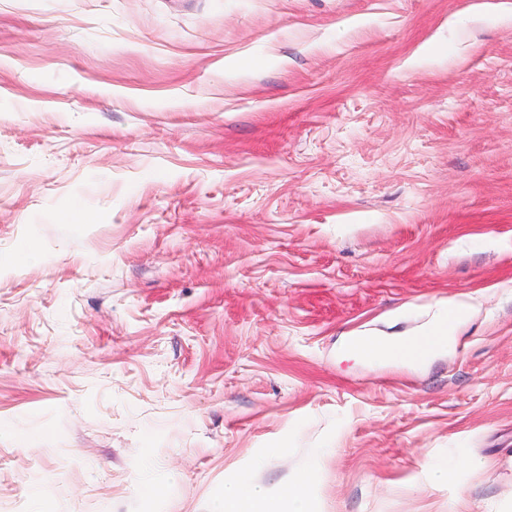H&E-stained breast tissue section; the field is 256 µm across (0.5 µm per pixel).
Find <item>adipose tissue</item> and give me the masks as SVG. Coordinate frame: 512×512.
Masks as SVG:
<instances>
[{"label": "adipose tissue", "instance_id": "1", "mask_svg": "<svg viewBox=\"0 0 512 512\" xmlns=\"http://www.w3.org/2000/svg\"><path fill=\"white\" fill-rule=\"evenodd\" d=\"M454 325V320L449 319L447 310L443 309L429 323L410 335H353L346 342V351L350 356L363 360H387L412 351L419 340L428 336L436 337L435 347L441 350L453 341ZM314 479L313 470L301 471L278 494L267 496L256 489L249 473H229L224 477L227 490L223 512H311L309 488Z\"/></svg>", "mask_w": 512, "mask_h": 512}]
</instances>
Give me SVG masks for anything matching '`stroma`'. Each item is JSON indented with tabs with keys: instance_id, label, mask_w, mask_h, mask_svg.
<instances>
[{
	"instance_id": "1",
	"label": "stroma",
	"mask_w": 512,
	"mask_h": 512,
	"mask_svg": "<svg viewBox=\"0 0 512 512\" xmlns=\"http://www.w3.org/2000/svg\"><path fill=\"white\" fill-rule=\"evenodd\" d=\"M312 464L318 512L512 505V0H0V512ZM457 306L456 301H448V306L440 310L429 323L411 335H391L378 337L371 334H356L348 338L346 352L353 357L363 360H387L400 358L401 352H412L422 355L429 347L431 340H419L428 336H438L434 346L428 349L423 357H416L412 353L410 357L418 360H426L441 349L448 347L453 341L452 329L455 319H448V309ZM418 342V343H417ZM417 343V344H416Z\"/></svg>"
}]
</instances>
